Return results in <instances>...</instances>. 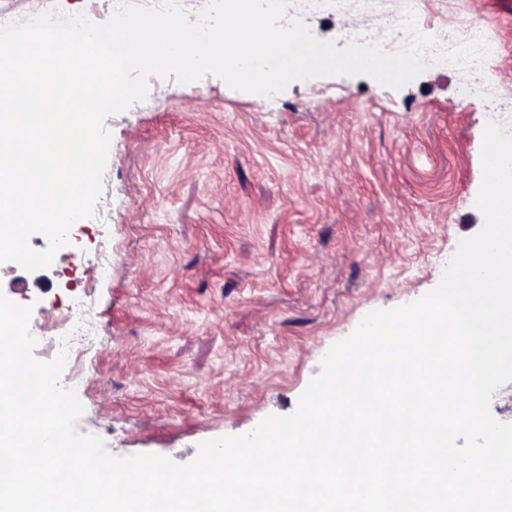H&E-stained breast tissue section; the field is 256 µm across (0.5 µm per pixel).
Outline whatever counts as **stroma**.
<instances>
[{
    "mask_svg": "<svg viewBox=\"0 0 512 512\" xmlns=\"http://www.w3.org/2000/svg\"><path fill=\"white\" fill-rule=\"evenodd\" d=\"M115 0H0L23 22L44 12L108 20ZM375 13L307 16L319 39L370 37ZM483 17L502 55L490 96L461 101L465 74L429 67L399 90L366 76L291 83L271 98L208 75L150 77L146 100L109 115L97 219L76 222L50 267L0 262V292L31 307V330L56 317L74 268L98 282L91 315L108 339L88 350L84 434L117 456L186 464L199 442L242 435L292 413L327 349L374 309L433 289L475 205L487 121L512 130L495 97L512 94V0H422L427 29ZM112 246V276L98 253Z\"/></svg>",
    "mask_w": 512,
    "mask_h": 512,
    "instance_id": "stroma-1",
    "label": "stroma"
}]
</instances>
